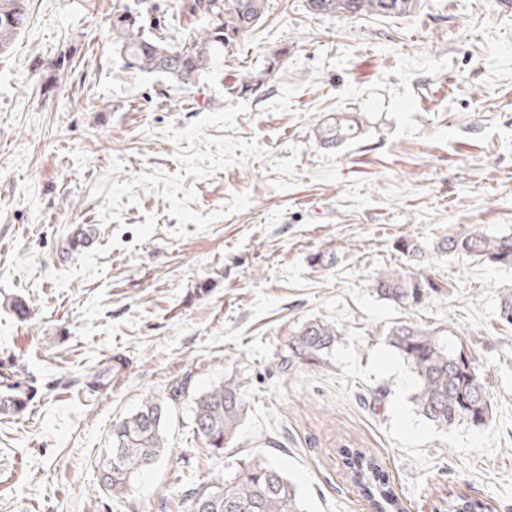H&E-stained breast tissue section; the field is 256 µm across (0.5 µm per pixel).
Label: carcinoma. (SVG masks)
<instances>
[{
    "instance_id": "1",
    "label": "carcinoma",
    "mask_w": 512,
    "mask_h": 512,
    "mask_svg": "<svg viewBox=\"0 0 512 512\" xmlns=\"http://www.w3.org/2000/svg\"><path fill=\"white\" fill-rule=\"evenodd\" d=\"M268 0H183L180 17L189 24L179 38L164 34V23L146 5L133 15L129 9L112 14V38L125 61V68L158 73L186 86H194L224 54L238 48L247 33L242 20L259 24L267 13ZM418 0H305L308 13L342 18L401 16L414 12ZM29 19V0H0V54L12 47ZM189 45L187 54L171 56L178 45ZM275 63L247 72L230 87L233 95L261 89L271 79ZM362 118L339 114L318 124L316 138L328 148H337L357 137ZM397 252L417 258L421 247L408 235L394 242ZM436 249L466 255L481 263L512 266V234L489 235L479 229L448 232ZM373 294L401 308H418L448 294V285L429 267L417 272L402 267L387 269L369 284ZM339 333L332 325L311 320L302 324L291 341L288 365L300 360L309 366L324 363ZM388 343L403 358L416 381L414 403L426 421L446 428L458 421L476 426L492 420L489 400L476 354L458 336H441L410 323H399L388 334ZM124 365L120 357L87 375L90 387H104ZM192 400L193 433L200 437L208 456L224 453L236 438L245 414L247 397L233 381L192 396V375L176 378L165 398H148L140 408L116 424L112 454L103 468L99 485L111 502L112 512H122L134 479L147 470L145 461L161 459L167 450L165 423L170 408ZM34 398V391L14 368L0 372V413L17 415ZM351 479L371 498L377 512H405L394 489L380 473L375 460L359 450L345 453ZM180 512H303L295 485L276 467L250 462L229 479L219 477L188 494L177 503ZM448 512H484V505L467 498L448 501Z\"/></svg>"
}]
</instances>
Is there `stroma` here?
Instances as JSON below:
<instances>
[{"instance_id": "35a3bbf8", "label": "stroma", "mask_w": 512, "mask_h": 512, "mask_svg": "<svg viewBox=\"0 0 512 512\" xmlns=\"http://www.w3.org/2000/svg\"><path fill=\"white\" fill-rule=\"evenodd\" d=\"M135 5L32 0L0 56V366L36 391L23 416L0 415V512H105L114 425L188 369L198 393L240 384L244 423L210 458L190 402L177 406L168 453L124 512H169L254 459L288 475L305 512H370L346 448L375 458L407 512H448L461 495L512 512V327L497 318L512 267L434 248L451 229L512 232V6L419 0L346 19L269 0L235 54L187 87L125 68L110 21ZM281 48L271 82L228 94ZM340 112L363 130L325 148L315 129ZM401 235L446 298L407 310L368 288L404 264ZM314 319L339 332L324 366L281 367ZM399 322L469 345L490 423L417 414L387 342ZM116 355L119 377L88 388Z\"/></svg>"}]
</instances>
